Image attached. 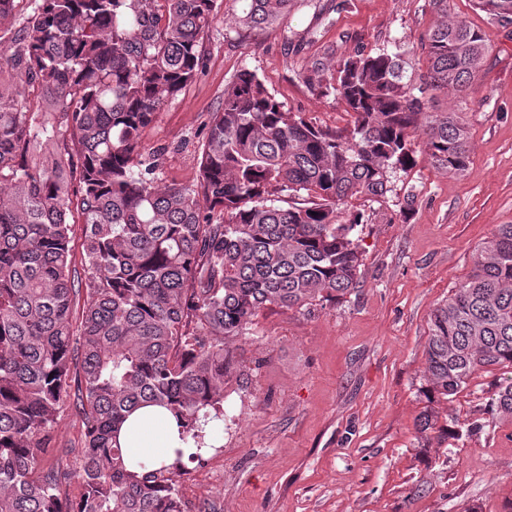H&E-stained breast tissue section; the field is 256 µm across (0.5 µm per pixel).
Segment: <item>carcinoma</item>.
Here are the masks:
<instances>
[{
  "instance_id": "1",
  "label": "carcinoma",
  "mask_w": 512,
  "mask_h": 512,
  "mask_svg": "<svg viewBox=\"0 0 512 512\" xmlns=\"http://www.w3.org/2000/svg\"><path fill=\"white\" fill-rule=\"evenodd\" d=\"M218 0H33L0 49V512H186L177 478L199 466L236 372L225 347L269 306L300 310L356 288L358 196L382 197L424 136L451 175L468 131L439 95L466 92L487 51L480 29L443 22L415 55L360 53L309 84L354 120L324 128L241 71L210 113L195 183L160 177L143 131L205 67ZM239 29L286 18L293 0H245ZM512 25V0H473ZM288 196L287 205L281 196ZM83 224V275L70 218ZM512 369V224L476 250L473 274L431 313L426 378L447 399L478 371ZM83 421L72 472L36 475L58 411ZM179 422L169 465L119 443L137 408ZM491 406L512 418V377ZM425 438L460 435L429 407ZM76 480L78 493L61 496Z\"/></svg>"
}]
</instances>
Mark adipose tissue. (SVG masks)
I'll return each instance as SVG.
<instances>
[{
  "instance_id": "obj_1",
  "label": "adipose tissue",
  "mask_w": 512,
  "mask_h": 512,
  "mask_svg": "<svg viewBox=\"0 0 512 512\" xmlns=\"http://www.w3.org/2000/svg\"><path fill=\"white\" fill-rule=\"evenodd\" d=\"M123 447L158 464L172 463L173 448L179 447L178 423L166 409L146 406L131 414L119 434Z\"/></svg>"
}]
</instances>
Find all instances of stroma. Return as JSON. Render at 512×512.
Masks as SVG:
<instances>
[{
	"mask_svg": "<svg viewBox=\"0 0 512 512\" xmlns=\"http://www.w3.org/2000/svg\"><path fill=\"white\" fill-rule=\"evenodd\" d=\"M242 0H223L204 39L205 72L170 99L143 133L167 147L165 181L196 177L210 112L250 70L285 109L322 127L353 120L305 82L312 62L358 52L420 49L443 19L481 29L490 51L466 95L439 96L469 133L467 175L438 168L425 147L385 198L356 197L359 283L333 303L258 313L230 340L240 374L224 388L215 448L178 489L188 512H512V420L490 405L501 369L474 374L453 398L431 402L425 378L430 315L474 268L495 225L512 224V25L471 0H293L287 21L260 32L230 26ZM474 425L461 440L423 441L419 415ZM82 422L60 409L44 472L71 469Z\"/></svg>",
	"mask_w": 512,
	"mask_h": 512,
	"instance_id": "stroma-1",
	"label": "stroma"
}]
</instances>
